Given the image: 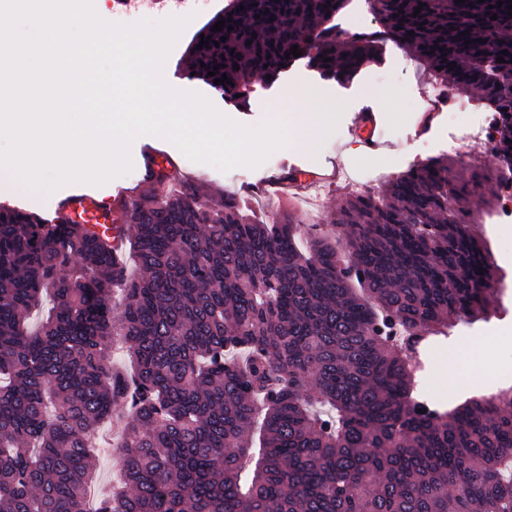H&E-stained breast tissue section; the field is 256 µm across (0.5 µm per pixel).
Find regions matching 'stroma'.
Returning <instances> with one entry per match:
<instances>
[{
    "label": "stroma",
    "mask_w": 512,
    "mask_h": 512,
    "mask_svg": "<svg viewBox=\"0 0 512 512\" xmlns=\"http://www.w3.org/2000/svg\"><path fill=\"white\" fill-rule=\"evenodd\" d=\"M232 3L233 0H210L209 9L191 19L165 60L167 84L177 90L201 94L220 113L246 126L258 125L278 114L292 119L302 115L303 102L288 96L286 90L290 87L312 90L343 103L335 131L323 140L317 151L287 146L274 150L257 166H240L227 172L191 161L172 143L152 135L134 140L130 149L132 161H139L140 148L146 143L166 150L178 163L182 177L194 181L206 199L218 201L227 194L238 195L267 176L290 172L295 166L307 173L339 163L346 168L351 181L366 183L375 167H388L396 177L416 164L448 155L447 109L439 110L428 131L418 132L425 97L432 93L433 87L423 68L389 42L383 44L377 61L363 66L344 85L321 78L304 59L292 62L275 81L268 80L264 74H254L253 93L244 108L224 98L205 81L184 77L185 60L195 38ZM365 105L372 107L386 142L380 152L372 155L361 150L349 131L354 113ZM469 205L479 212L483 235L508 278L499 297L497 313L488 321L472 325L473 337L468 346H460L455 334L450 332L429 337L420 351L426 374L416 377L414 392L419 395L423 390H431L448 410L468 399L491 395L493 384L512 380V224L492 223V212L483 206L480 198H471ZM452 364L470 379V386L449 387L447 373Z\"/></svg>",
    "instance_id": "1"
}]
</instances>
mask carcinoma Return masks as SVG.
<instances>
[{
    "label": "carcinoma",
    "instance_id": "cac0c4a2",
    "mask_svg": "<svg viewBox=\"0 0 512 512\" xmlns=\"http://www.w3.org/2000/svg\"><path fill=\"white\" fill-rule=\"evenodd\" d=\"M345 2L235 0L187 69L245 105L253 74L277 80L294 45L345 82L390 40L433 81L482 93L512 147L508 3L369 0L382 30L354 35L328 25ZM499 181L430 159L346 195L334 244L301 238L287 214L259 224L231 195L204 200L191 181L154 188L116 227L132 275L94 225L1 206L0 512H87L90 439L111 420L124 490L97 512H512V386L430 410L393 336L491 315L505 274L457 200L491 206Z\"/></svg>",
    "mask_w": 512,
    "mask_h": 512
}]
</instances>
